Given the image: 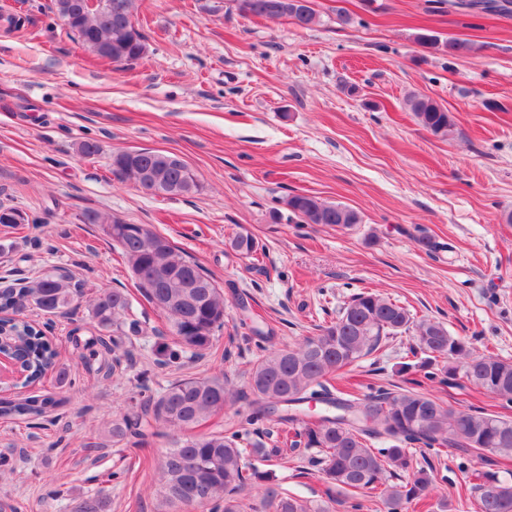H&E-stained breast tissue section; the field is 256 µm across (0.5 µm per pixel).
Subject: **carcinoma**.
<instances>
[{"mask_svg":"<svg viewBox=\"0 0 512 512\" xmlns=\"http://www.w3.org/2000/svg\"><path fill=\"white\" fill-rule=\"evenodd\" d=\"M136 0H112L114 8L90 7L84 0H51L53 13L79 42L99 58L118 65L139 60L145 36L132 31ZM295 0H236L245 16L288 17L301 28L316 23L313 7H297ZM469 12L512 13V0H457ZM407 104L419 123L435 136L452 133L455 123L448 109L425 95H412ZM171 161L159 160L158 152L120 151L112 155V174L121 181L135 179L134 170L160 168L166 183L186 196L199 191L190 166L175 154ZM290 215L303 224L350 227L362 222L360 215L345 206L317 196L295 194L284 201ZM86 224H110L112 235L132 270L156 265L171 272V278L153 288L138 284L140 294L153 308L160 295L176 296L196 284L197 306L185 311L171 306L162 309L170 321L172 344L160 353L165 364L180 366L183 358L200 359L213 353L216 332L224 326V294L213 275L167 238L149 231L124 234L132 228L119 219L95 211L82 216ZM30 224L23 210L0 203V224ZM237 255L251 258L259 242L249 232H240L229 242ZM83 295L82 284L59 267L34 277L0 278V349L16 351L23 359L22 378L4 384V390L34 385L50 371L58 384L66 383L58 353L42 332L20 318L32 306L49 316L68 314ZM98 331L83 342L88 356L99 360L97 371L109 378L130 351L121 350L122 337L141 332L134 318L131 295L122 288L107 289L91 304ZM414 330L412 356L426 355L424 378L450 386L462 378L477 390L512 404V361L478 353L469 342L451 335L434 320L414 322L410 311L397 302L371 291L350 297L336 321L321 327V333L285 349L271 350L256 345L247 388L253 396L246 417L247 432L270 435L268 423L281 425L283 444L294 450L301 446L318 450V464L327 502L338 492L373 490L393 471L409 473V481L392 485L384 495L385 512L429 506L433 478L414 465L413 450L437 454L456 448L461 455L488 452L512 459V419L483 408H459L419 389L421 382L397 390L380 387L360 395L335 386L332 375L379 351L390 338ZM440 373L427 368L443 361ZM240 392L222 376H188L168 385L160 393L142 398L136 411L112 423V438L143 442L150 437H171L154 472L159 476L160 496L166 512H243L242 492L251 484L265 483L264 504L272 512H314L307 501L282 491L267 481L265 473L248 462L240 448L241 429L195 433L193 429L224 413ZM67 403L66 397L48 392L21 399L0 397V417L26 421L45 420ZM476 512H512V476L481 472L471 487Z\"/></svg>","mask_w":512,"mask_h":512,"instance_id":"cac0c4a2","label":"carcinoma"}]
</instances>
